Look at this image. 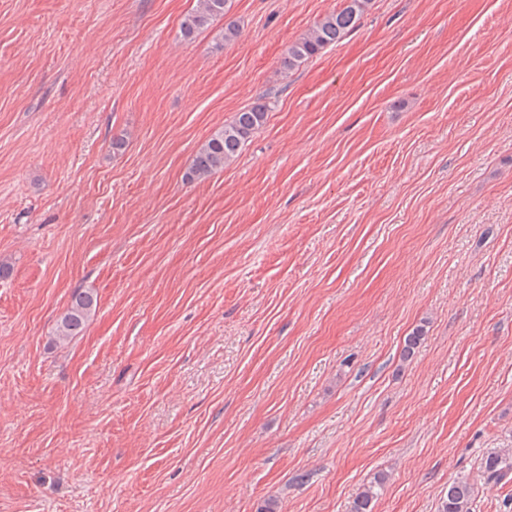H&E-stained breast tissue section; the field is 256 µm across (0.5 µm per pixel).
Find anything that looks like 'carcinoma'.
Segmentation results:
<instances>
[{
    "instance_id": "obj_1",
    "label": "carcinoma",
    "mask_w": 512,
    "mask_h": 512,
    "mask_svg": "<svg viewBox=\"0 0 512 512\" xmlns=\"http://www.w3.org/2000/svg\"><path fill=\"white\" fill-rule=\"evenodd\" d=\"M229 0H196L195 7L183 18L180 31L190 38L224 19ZM372 0H344L343 6L324 15L316 24L294 41L288 43L280 61L288 74L299 69L327 47L338 43L369 11ZM273 104L266 96L252 106L238 112L233 121L225 124L209 137L197 150L185 178L206 181L224 171V167L237 157L242 148L265 125ZM97 307V296L90 291L78 290L57 320L53 341L59 346L68 344L82 335ZM478 469L485 487L492 489L512 479V448H491L479 460ZM386 483V475L374 474L363 484L354 498L351 512H374L375 504ZM476 488L466 479L448 484L440 497L438 512H474Z\"/></svg>"
}]
</instances>
